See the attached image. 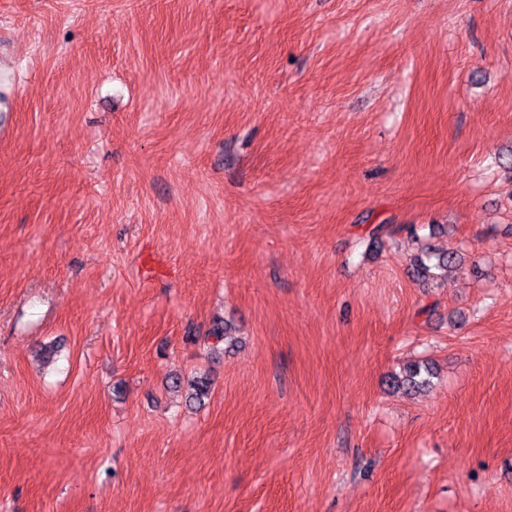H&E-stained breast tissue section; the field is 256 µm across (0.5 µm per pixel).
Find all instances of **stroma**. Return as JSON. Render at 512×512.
I'll return each instance as SVG.
<instances>
[{"mask_svg": "<svg viewBox=\"0 0 512 512\" xmlns=\"http://www.w3.org/2000/svg\"><path fill=\"white\" fill-rule=\"evenodd\" d=\"M0 512H512V0H0ZM452 253L425 252L424 257H418L416 263V275L426 281L438 277L439 271H448V266L453 263ZM433 375L428 363H414L403 369L401 375H395L394 382L397 385H406L410 389H419L430 382Z\"/></svg>", "mask_w": 512, "mask_h": 512, "instance_id": "1", "label": "stroma"}]
</instances>
